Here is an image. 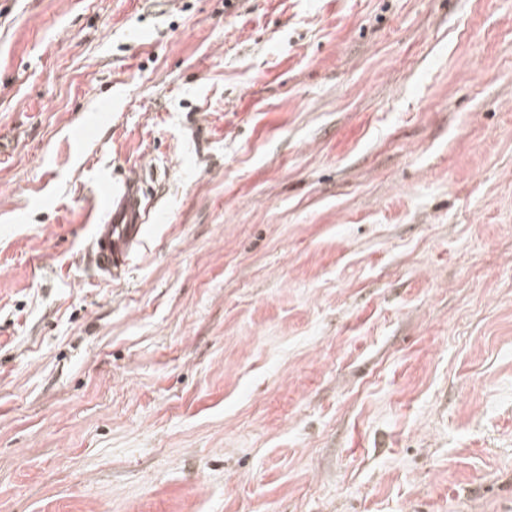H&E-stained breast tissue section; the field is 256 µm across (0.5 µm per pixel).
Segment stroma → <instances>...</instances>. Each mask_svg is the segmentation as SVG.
<instances>
[{
	"instance_id": "35a3bbf8",
	"label": "stroma",
	"mask_w": 512,
	"mask_h": 512,
	"mask_svg": "<svg viewBox=\"0 0 512 512\" xmlns=\"http://www.w3.org/2000/svg\"><path fill=\"white\" fill-rule=\"evenodd\" d=\"M0 512H512V0H0ZM107 220L92 224L93 259L107 277L120 273L133 242L146 230L150 218L149 195L141 188V179L128 178L118 186L108 183Z\"/></svg>"
}]
</instances>
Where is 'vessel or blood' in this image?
Masks as SVG:
<instances>
[{"label":"vessel or blood","mask_w":512,"mask_h":512,"mask_svg":"<svg viewBox=\"0 0 512 512\" xmlns=\"http://www.w3.org/2000/svg\"><path fill=\"white\" fill-rule=\"evenodd\" d=\"M148 199L137 178L110 188L107 217L92 226L93 259L105 277L123 270L132 243L145 231L150 218Z\"/></svg>","instance_id":"obj_1"}]
</instances>
